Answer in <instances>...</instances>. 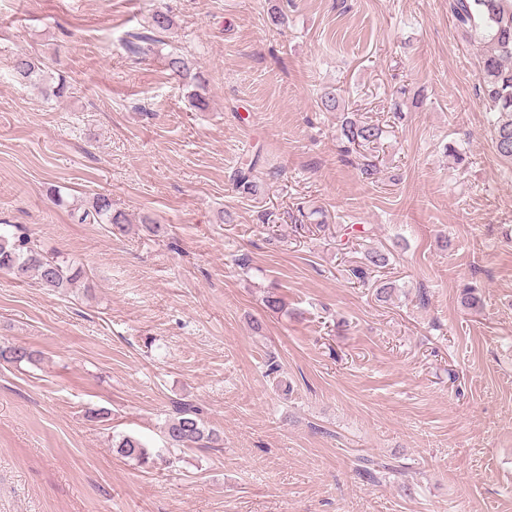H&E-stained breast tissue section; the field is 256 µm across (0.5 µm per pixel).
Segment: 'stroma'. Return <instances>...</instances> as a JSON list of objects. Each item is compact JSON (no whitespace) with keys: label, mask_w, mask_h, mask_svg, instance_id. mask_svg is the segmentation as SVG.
I'll return each instance as SVG.
<instances>
[{"label":"stroma","mask_w":512,"mask_h":512,"mask_svg":"<svg viewBox=\"0 0 512 512\" xmlns=\"http://www.w3.org/2000/svg\"><path fill=\"white\" fill-rule=\"evenodd\" d=\"M480 56L448 0H0V228L82 270L0 274V347L37 357L0 361V512H512V162ZM99 193L130 232L78 222ZM181 403L219 447L168 452ZM382 135V130L374 124L361 123L346 118L342 124V136L348 144L368 145L377 141ZM113 448L121 457L135 459L144 464L148 463L150 459L153 461L152 463L155 462L148 448L135 437L123 436L118 442H115Z\"/></svg>","instance_id":"1"}]
</instances>
